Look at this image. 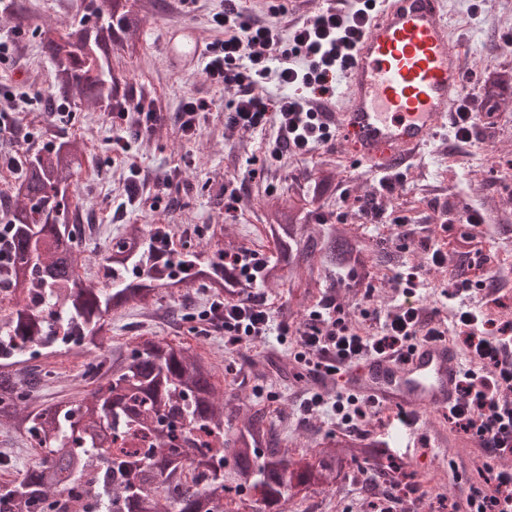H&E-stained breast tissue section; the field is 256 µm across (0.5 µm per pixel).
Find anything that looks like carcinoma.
I'll use <instances>...</instances> for the list:
<instances>
[{
	"label": "carcinoma",
	"instance_id": "carcinoma-1",
	"mask_svg": "<svg viewBox=\"0 0 512 512\" xmlns=\"http://www.w3.org/2000/svg\"><path fill=\"white\" fill-rule=\"evenodd\" d=\"M93 2L65 30H40V44L55 68V97L94 107L107 100L119 111L128 106L129 84L112 69V52L134 50L131 38L148 12L130 0H102L101 22L88 26ZM7 7L16 28L28 24L25 0ZM92 68L95 77L89 76ZM511 93V70L486 72L480 96L491 110L500 111ZM81 168L76 143L60 141L28 155L21 178L10 186L6 218L18 232L6 275L18 308L0 319V422L43 452L20 481L0 486V512H28L35 497L67 512L68 493L93 471L108 512H288L301 492L333 485L351 465L370 459L378 461V477L402 484L405 463L385 452L389 441L338 437L296 453L282 444L264 409H243L233 390L219 394L212 363L149 339L98 356L87 371L95 387L83 400L32 406L31 393L52 374L60 352H47L44 364L34 366L24 359L30 344L49 346L59 330L93 342L111 311L128 304L147 309L162 288L207 280L226 290L247 285L250 277L248 260H224V251L237 253L241 246L217 247L219 261L205 265L198 254H188L170 275L167 233L157 226L146 236L130 233L104 245L96 253L104 286L84 281L76 266L87 229L77 210H61L57 202ZM333 181V172H321L300 201L320 200ZM265 231L273 251L257 273L260 283L310 277L318 258L329 274L345 272L348 287H366L371 271L365 245L334 226L316 230L303 223L297 204H275ZM215 457L212 474L184 477L187 462L211 467Z\"/></svg>",
	"mask_w": 512,
	"mask_h": 512
}]
</instances>
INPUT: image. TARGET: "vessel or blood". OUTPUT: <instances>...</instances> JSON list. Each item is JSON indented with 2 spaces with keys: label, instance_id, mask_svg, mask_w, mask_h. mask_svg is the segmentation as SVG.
<instances>
[{
  "label": "vessel or blood",
  "instance_id": "b4317fda",
  "mask_svg": "<svg viewBox=\"0 0 512 512\" xmlns=\"http://www.w3.org/2000/svg\"><path fill=\"white\" fill-rule=\"evenodd\" d=\"M198 34L182 25L164 31V56L176 71L195 69ZM466 84L452 42L446 0H384L337 78L346 104L336 139L358 164L377 172L402 168L448 123ZM461 354L444 340L419 344L405 359H368L345 375L347 388L369 403L410 414L444 412L459 401Z\"/></svg>",
  "mask_w": 512,
  "mask_h": 512
}]
</instances>
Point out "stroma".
Listing matches in <instances>:
<instances>
[{
	"instance_id": "1",
	"label": "stroma",
	"mask_w": 512,
	"mask_h": 512,
	"mask_svg": "<svg viewBox=\"0 0 512 512\" xmlns=\"http://www.w3.org/2000/svg\"><path fill=\"white\" fill-rule=\"evenodd\" d=\"M30 26L19 38L20 66L0 63V91L14 95L16 123L23 129L40 132L39 145L57 139L76 141L82 152V171L71 188L70 205L80 210L83 223L92 233L81 247L88 264L79 266L80 275L99 283L100 273L91 257L104 242L119 238L131 227L150 230L164 224L175 244L184 242V225L200 227L199 235L189 242L191 251L202 261L212 259L204 227L222 225L224 239L239 245L258 240L257 233L266 222V213L275 202L302 194L310 179L322 170H332L333 187L321 200L307 205L303 217L313 225L341 223L343 231L365 239L368 260L380 286L372 298L373 308L385 313L394 303L395 289L409 273L419 277L418 295L428 314L443 325L454 322L461 303L480 305L482 296L471 289L462 298L448 297V279L457 268L458 256L444 250L442 264L431 262L436 237L421 233L401 243L396 217L410 216L412 223L438 227L446 211L471 209L481 220L483 245L475 264L498 276L500 304L497 319L512 321V99L503 108L482 120V127H494L495 139L470 145L455 140L451 129L439 130L420 155L403 167V181L394 193L381 196L389 217L388 224L373 226L339 221L338 216L352 205L375 193L379 175L369 167L356 165L347 150L332 146L318 149L312 157L270 155L272 132L231 130L224 125L229 98L221 87L211 83L203 69L185 73L171 71L165 64L162 32L171 24L194 25L202 42L222 40L223 30L211 27V17L223 11L224 0H159L135 38L136 50L114 53L112 66L122 71L133 86L135 99L154 103L159 120L153 131L139 132L113 127L107 113L87 105L73 111L72 121H59L64 102L53 97L55 70L43 53L35 29L44 24L63 28L82 16V0H29ZM454 18V39L459 47L462 68L467 76L466 92L476 91L483 66L512 67V52L503 48L506 35L512 34V0H449ZM205 99L209 114L198 134L182 138L177 130V115L187 98ZM122 139L125 149L115 148L114 139ZM141 170V181H170L169 195L157 212L133 202L127 187L130 165ZM251 166L254 175L235 182L236 210L224 208V177L242 166ZM332 290L338 304L351 309L356 292L336 287L333 281H320L311 299L305 300L289 282L270 285V294L281 296L282 315L302 322L322 289ZM211 291L197 281L175 292H161L157 303L147 309L129 305L110 314L103 332L95 342L76 345L59 357L54 373L36 392L37 402L50 404L60 399L85 397L82 383L88 362L114 345L135 336L190 347L207 355L217 352L221 363L215 383H232L247 404L269 411L280 435L289 448L301 451L325 441L327 436L345 435L331 410L303 416L299 404L317 383L295 360L294 343L244 344L235 350L224 347L219 335L193 336L187 332L186 318L208 308ZM427 422L432 430L443 432L442 446L420 445L407 458L412 482L422 491L413 503L414 512H452L464 498L474 472L452 476L450 458L456 457L461 440L454 434L447 415L433 412ZM383 486L367 483L361 471L351 470L340 487L309 490L294 500L292 512H324L326 499H334L335 512H349L358 500L381 497Z\"/></svg>"
}]
</instances>
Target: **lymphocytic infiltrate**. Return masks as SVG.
I'll list each match as a JSON object with an SVG mask.
<instances>
[{"instance_id":"1","label":"lymphocytic infiltrate","mask_w":512,"mask_h":512,"mask_svg":"<svg viewBox=\"0 0 512 512\" xmlns=\"http://www.w3.org/2000/svg\"><path fill=\"white\" fill-rule=\"evenodd\" d=\"M374 0H329L325 9L296 20L290 37L274 21L250 18L245 0H224L212 18L224 39L205 48L204 70L211 82L231 92L224 121L231 128L274 131L271 154L308 156L329 143L333 133L310 105L317 86L340 75L361 38ZM409 273L401 298L385 316L372 315L369 296L356 304L367 326L353 327L334 297L322 298L302 324L279 318L281 306L255 289L217 296L208 311L190 316L194 334L223 335L236 347L271 334L294 335L298 362L316 377L335 376L358 360L405 355L416 344L449 339L463 355L460 403L448 413L452 427L479 441L468 489V512H512V469L498 467L512 455V322H496L491 310L458 311L452 328L424 316Z\"/></svg>"}]
</instances>
